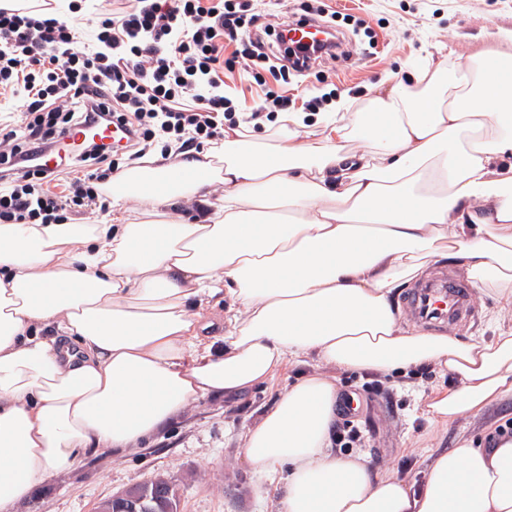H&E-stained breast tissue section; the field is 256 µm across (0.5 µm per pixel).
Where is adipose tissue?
I'll list each match as a JSON object with an SVG mask.
<instances>
[{
	"mask_svg": "<svg viewBox=\"0 0 512 512\" xmlns=\"http://www.w3.org/2000/svg\"><path fill=\"white\" fill-rule=\"evenodd\" d=\"M104 193L108 224L0 223V512L87 454H122L199 399L309 359L447 367L457 386L423 406L438 422L512 395V325L464 340L403 327L394 303L458 257L512 310L510 30L466 62L411 70L362 111L345 101L269 136L228 129ZM184 199L194 218L172 216ZM338 392L335 377L303 376L247 429L246 460L282 484L278 512H512V439H462L416 491L331 448Z\"/></svg>",
	"mask_w": 512,
	"mask_h": 512,
	"instance_id": "obj_1",
	"label": "adipose tissue"
}]
</instances>
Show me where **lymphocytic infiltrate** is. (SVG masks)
<instances>
[{"mask_svg": "<svg viewBox=\"0 0 512 512\" xmlns=\"http://www.w3.org/2000/svg\"><path fill=\"white\" fill-rule=\"evenodd\" d=\"M258 21L245 0H135L102 17L88 43L60 15L0 10V91L26 106L24 123L0 136V222L56 224L102 206L99 186L119 168L111 150L88 144L81 160L91 170L60 194L50 175L27 165L85 123L129 128L130 161L158 145L182 151L218 139L234 110L222 79L225 47L256 67L271 59L264 37L272 29Z\"/></svg>", "mask_w": 512, "mask_h": 512, "instance_id": "lymphocytic-infiltrate-1", "label": "lymphocytic infiltrate"}]
</instances>
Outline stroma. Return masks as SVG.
Returning a JSON list of instances; mask_svg holds the SVG:
<instances>
[{
	"instance_id": "35a3bbf8",
	"label": "stroma",
	"mask_w": 512,
	"mask_h": 512,
	"mask_svg": "<svg viewBox=\"0 0 512 512\" xmlns=\"http://www.w3.org/2000/svg\"><path fill=\"white\" fill-rule=\"evenodd\" d=\"M340 12L344 56L315 66L283 85L267 79L258 87L238 61L228 62L224 81L235 88L236 122L256 131L276 121L252 119L264 89L288 92L295 111L325 93L334 99L371 97L386 90L422 63L444 66L449 55L466 57L483 48L486 36L512 29V0H321ZM511 324L512 310L499 311L493 297L478 294L473 321L457 326L456 336L491 338L497 323ZM313 362L282 369L269 383L231 396L195 402L137 448L120 456L89 455L71 471L38 486L16 512H94L97 503L159 475L176 479L180 512H278V495L243 454L242 435L271 407L280 391L307 373L323 372ZM340 390L355 395L357 423L365 434L360 453L371 472L391 475L420 488L426 473L425 451L456 447L459 438L482 439L512 418V397L448 424L428 419L423 402L456 386V377L439 367L428 375L409 372L383 376L382 394L362 389L365 374L336 370Z\"/></svg>"
}]
</instances>
